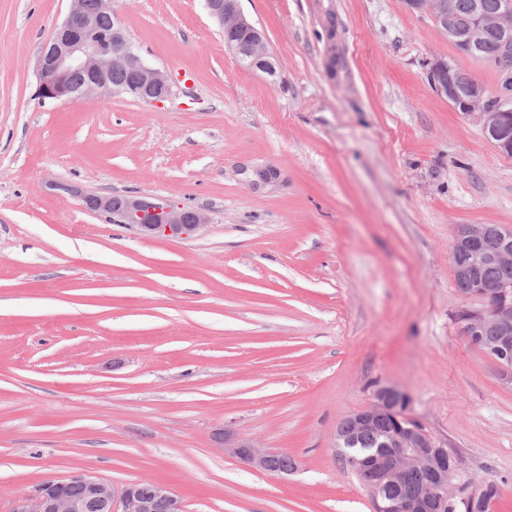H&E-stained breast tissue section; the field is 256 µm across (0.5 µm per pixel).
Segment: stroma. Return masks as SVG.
<instances>
[{
    "instance_id": "35a3bbf8",
    "label": "stroma",
    "mask_w": 512,
    "mask_h": 512,
    "mask_svg": "<svg viewBox=\"0 0 512 512\" xmlns=\"http://www.w3.org/2000/svg\"><path fill=\"white\" fill-rule=\"evenodd\" d=\"M112 6L172 77L163 104L40 103L70 0H0V512L75 471L166 483L184 512H374L334 434L382 385L512 512V385L460 334L479 301L450 259L457 225L512 227V157L429 76L442 58L491 94L496 69L404 0H240L272 76L204 0ZM265 168L276 185L252 189ZM56 182L210 221L146 236ZM224 447V452L270 474L288 475V473L296 468L295 463L291 459L290 465H287L289 460L287 457H283L279 465V453L263 448L258 442L248 438L232 439L230 443L227 444L225 436Z\"/></svg>"
}]
</instances>
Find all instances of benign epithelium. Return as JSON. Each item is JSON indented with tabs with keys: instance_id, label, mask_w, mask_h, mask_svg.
Here are the masks:
<instances>
[{
	"instance_id": "7a95c632",
	"label": "benign epithelium",
	"mask_w": 512,
	"mask_h": 512,
	"mask_svg": "<svg viewBox=\"0 0 512 512\" xmlns=\"http://www.w3.org/2000/svg\"><path fill=\"white\" fill-rule=\"evenodd\" d=\"M65 20L55 28L46 43L39 67L38 98L67 101L83 95L125 94L158 105L173 94L169 76L151 65L133 48L112 0H97L89 9L85 0H71ZM209 14L226 30L251 28L243 16L239 0H205ZM409 4L439 24L448 39L467 56H480L481 43L489 30L498 33L502 55L498 60L501 86L498 103L490 104L491 95L474 78L464 88L453 81L435 82L436 92L447 98L453 108L474 117L484 136L502 151H512V0H501L496 12H484L475 4L470 18L463 20L455 11V0H409ZM236 55L249 60L259 70L275 72L262 34L252 28L246 43L229 45ZM128 72L132 80L124 87L112 85V71ZM80 71L87 83L76 88L70 75ZM277 180L274 169L254 171L246 177L254 188L267 187ZM61 189L81 199L83 206L104 219L135 228L146 235L188 238L209 223L200 209L161 198L140 195L88 193L76 187ZM456 279L467 285L462 295L481 299L482 306L465 308L459 313L461 335L470 339L490 331L493 344L486 346L500 377L512 382V282L489 283L476 279V271L492 260L512 267V227L503 224H462L458 226L450 252ZM408 397L393 386H382L365 408L343 418L336 427L335 441L343 449L345 462L356 471L371 472L366 485L374 512H444L449 505L481 500L483 512H494L495 500L483 496L487 482L475 483L459 455L440 446L407 415ZM390 426L379 431L386 451L358 458L354 446L364 433L377 429L380 418ZM224 451L270 474L286 475L295 463L279 465V453L248 438H237ZM426 480L409 486L414 473ZM74 486L80 494L72 495ZM10 512H184L180 497L166 484L152 483L150 490L139 481L121 487L87 471H76L63 480L45 482L32 493L16 496Z\"/></svg>"
}]
</instances>
